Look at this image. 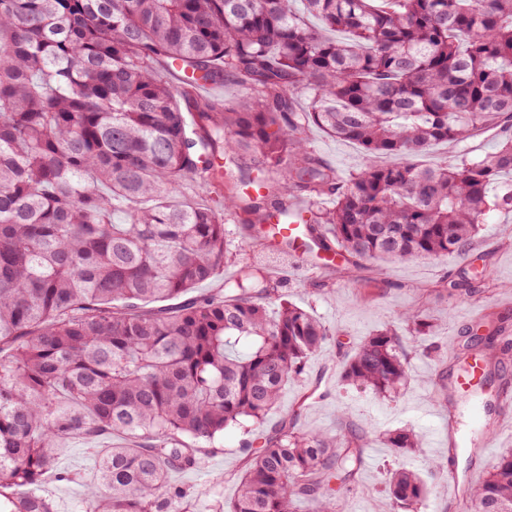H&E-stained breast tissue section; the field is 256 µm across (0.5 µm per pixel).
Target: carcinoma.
Returning a JSON list of instances; mask_svg holds the SVG:
<instances>
[{
    "mask_svg": "<svg viewBox=\"0 0 512 512\" xmlns=\"http://www.w3.org/2000/svg\"><path fill=\"white\" fill-rule=\"evenodd\" d=\"M226 76L248 94L222 108L195 95ZM312 125L358 145L364 167L339 180L309 146ZM483 129L499 139L482 159L418 161ZM219 143L226 162L252 160L240 178L255 193L224 194ZM510 174L512 0H0V512H55L45 485L71 479L55 445L113 433L132 446L89 449L92 512H192L169 475L199 468L196 442L243 418L260 445L246 447L229 512L300 500L339 512L360 440L292 419L263 428L329 330L289 302L270 313L281 283L257 263L218 295L182 296L224 266L226 212L263 223L288 215L297 189L329 194L333 207L296 221L345 263L439 258L512 208ZM189 181L202 198L183 194ZM486 272L449 295L473 294ZM404 324L430 328L416 312ZM475 340L484 349L457 358L491 365L494 337ZM412 348L396 329L367 336L342 379L396 394ZM386 442L424 452L410 431ZM467 492L474 512H512V448ZM387 493L416 512L427 486L402 464Z\"/></svg>",
    "mask_w": 512,
    "mask_h": 512,
    "instance_id": "cac0c4a2",
    "label": "carcinoma"
}]
</instances>
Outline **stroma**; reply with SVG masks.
<instances>
[{
  "label": "stroma",
  "instance_id": "1",
  "mask_svg": "<svg viewBox=\"0 0 512 512\" xmlns=\"http://www.w3.org/2000/svg\"><path fill=\"white\" fill-rule=\"evenodd\" d=\"M308 138L316 156L334 169L339 179L362 168L363 154L356 144L330 137L314 126ZM496 143L495 131L487 129L461 142L436 144L423 161L454 165L466 157H485ZM224 229L232 259L213 278L194 288L193 296L218 293L226 280L237 276L241 263L257 254L251 246V230L234 214H225ZM474 265L488 270L478 292L461 298L449 296V281ZM266 266L285 269L284 298L312 313L332 334L322 351L308 359L301 378L285 387L266 417V426L293 415L300 430L361 437L365 464L352 490L341 498V512H395L384 484L399 459L385 439L398 429L411 431L425 448L415 461L428 486L418 512H468L466 500L449 499L448 473L456 471L464 486L473 482L475 475L489 471L499 454L512 448V418L498 426L494 446L478 467H471L464 451L457 463H449V423H458L469 441L478 439L480 432L467 414L461 413L453 390L443 389L442 384L451 381L455 372L453 348L464 343L477 326L482 334L499 338L493 380L512 385V344L502 340L504 333L512 334V211L492 212L463 255L451 253L409 263L368 260L356 267L339 261L326 270L282 258L267 260ZM410 309L427 319L431 329L418 339L401 393L384 398L372 390L345 385L341 373L346 354L366 336L401 327V317ZM245 439L243 428L228 427L214 441L203 443L200 469L171 474L173 484L195 493L193 512H214L215 504L228 505L235 499L246 460ZM57 465L72 478L49 486L56 512H90L87 487L94 479V460L85 443L77 438L62 441Z\"/></svg>",
  "mask_w": 512,
  "mask_h": 512
}]
</instances>
